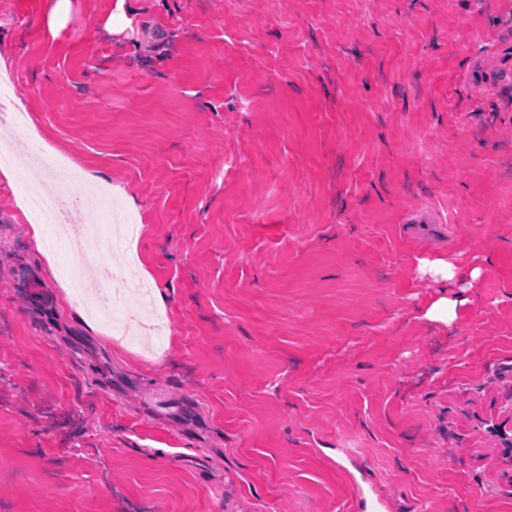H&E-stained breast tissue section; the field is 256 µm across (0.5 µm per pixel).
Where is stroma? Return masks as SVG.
Wrapping results in <instances>:
<instances>
[{"instance_id": "obj_1", "label": "stroma", "mask_w": 512, "mask_h": 512, "mask_svg": "<svg viewBox=\"0 0 512 512\" xmlns=\"http://www.w3.org/2000/svg\"><path fill=\"white\" fill-rule=\"evenodd\" d=\"M56 4L0 0V512H512V0ZM31 141L70 237L137 218L129 335ZM425 259L481 269L448 323ZM69 192L66 187H60L54 198L47 199L39 194H32L29 201V209L35 222H32L31 233L39 242L40 227L37 224H47L49 227L59 224L72 223L74 219L67 209ZM466 302L465 298H448L442 296L435 300L427 309L425 316L433 322L448 323V319L454 314L456 307Z\"/></svg>"}]
</instances>
